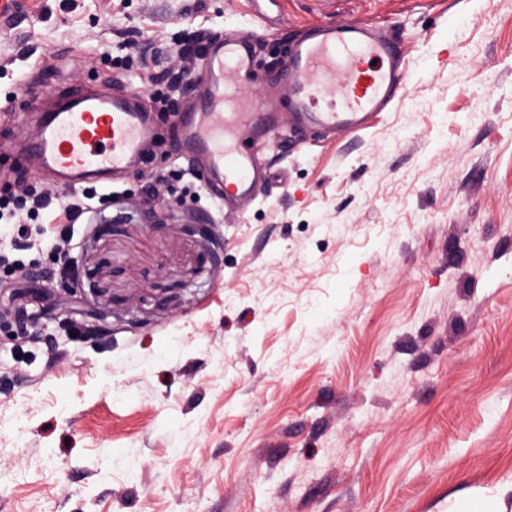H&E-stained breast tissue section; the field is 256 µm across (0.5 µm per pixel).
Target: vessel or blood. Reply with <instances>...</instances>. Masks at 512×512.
<instances>
[{
    "mask_svg": "<svg viewBox=\"0 0 512 512\" xmlns=\"http://www.w3.org/2000/svg\"><path fill=\"white\" fill-rule=\"evenodd\" d=\"M401 58L400 37L377 35L361 20L325 23L295 45L286 61L292 91L281 98L253 87L249 38L211 43L202 62L203 93L180 119L189 169L221 200L254 197L269 177L258 154L280 114L295 127L329 135L361 131L399 96ZM60 98L61 106L42 113L41 134L28 147L42 173L72 186L119 175L145 159L154 129L134 101L92 89Z\"/></svg>",
    "mask_w": 512,
    "mask_h": 512,
    "instance_id": "1",
    "label": "vessel or blood"
}]
</instances>
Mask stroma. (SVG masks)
I'll list each match as a JSON object with an SVG mask.
<instances>
[{"label":"stroma","instance_id":"35a3bbf8","mask_svg":"<svg viewBox=\"0 0 512 512\" xmlns=\"http://www.w3.org/2000/svg\"><path fill=\"white\" fill-rule=\"evenodd\" d=\"M349 18L402 31L407 97L331 139L281 121L247 208L130 203L180 165L152 92L182 28L257 32L284 87L290 39ZM21 84L0 188L67 193L17 144L63 87L136 99L160 137L37 342L0 269V512H448L512 476V0H0V101ZM31 230L55 275L59 224Z\"/></svg>","mask_w":512,"mask_h":512}]
</instances>
